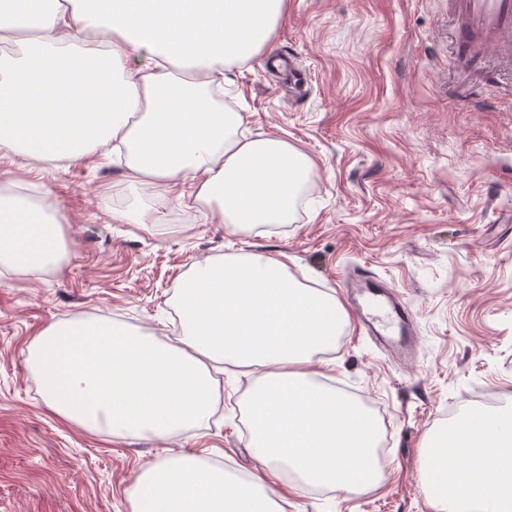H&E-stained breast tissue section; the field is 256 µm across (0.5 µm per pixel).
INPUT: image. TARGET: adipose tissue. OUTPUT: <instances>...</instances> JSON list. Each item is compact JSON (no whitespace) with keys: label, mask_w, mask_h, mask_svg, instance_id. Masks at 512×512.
<instances>
[{"label":"adipose tissue","mask_w":512,"mask_h":512,"mask_svg":"<svg viewBox=\"0 0 512 512\" xmlns=\"http://www.w3.org/2000/svg\"><path fill=\"white\" fill-rule=\"evenodd\" d=\"M286 0H0V153L33 163L72 161L114 144L153 205L123 221L157 224L174 185L182 204L226 229L285 224L308 181L307 155L249 133L211 100L232 67L271 40ZM190 73L174 91L171 70ZM56 208L0 197V267L25 272L60 260ZM183 334L165 342L105 318L44 329L27 364L47 407L115 436L170 438L207 426L213 364L258 369L248 393L249 445L264 468L291 470L295 487L362 493L378 484L379 423L324 387L312 357L336 342L347 314L303 284L287 258L260 254L194 262L181 284ZM424 490L434 512H512V416L475 408L430 436ZM132 512H280L257 476L235 478L194 455L145 468Z\"/></svg>","instance_id":"obj_1"}]
</instances>
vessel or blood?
Wrapping results in <instances>:
<instances>
[{"label":"vessel or blood","instance_id":"b4317fda","mask_svg":"<svg viewBox=\"0 0 512 512\" xmlns=\"http://www.w3.org/2000/svg\"><path fill=\"white\" fill-rule=\"evenodd\" d=\"M454 42L460 65L495 55L512 68V0H451ZM368 333L402 359H411L416 327L410 306L380 279L356 276L348 283Z\"/></svg>","mask_w":512,"mask_h":512}]
</instances>
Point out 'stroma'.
Returning <instances> with one entry per match:
<instances>
[{
  "instance_id": "stroma-1",
  "label": "stroma",
  "mask_w": 512,
  "mask_h": 512,
  "mask_svg": "<svg viewBox=\"0 0 512 512\" xmlns=\"http://www.w3.org/2000/svg\"><path fill=\"white\" fill-rule=\"evenodd\" d=\"M496 62L460 68L448 0H288L260 56L233 67L231 111L253 134L288 140L312 162L285 224L233 234L170 202L159 224L118 223L122 151L28 165L0 156V181L52 199L68 252L58 266L0 277V512H132L148 464L173 452L257 471L245 425L254 372L224 366L209 427L161 441L62 422L25 350L84 313L161 338L181 333L176 291L193 262L287 254L294 275L343 298L361 271L411 306L418 356L394 362L348 319L328 354L338 395L385 414L383 481L362 493L294 490L263 474L284 512H433L427 437L484 393L512 411V89Z\"/></svg>"
}]
</instances>
